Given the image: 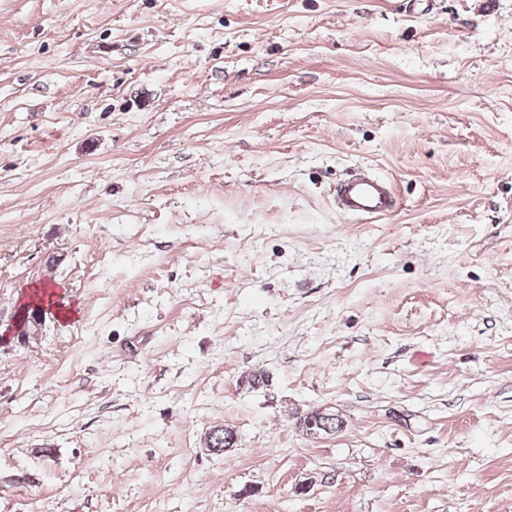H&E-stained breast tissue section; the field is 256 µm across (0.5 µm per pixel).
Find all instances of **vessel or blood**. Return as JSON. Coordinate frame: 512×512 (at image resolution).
Instances as JSON below:
<instances>
[{"mask_svg":"<svg viewBox=\"0 0 512 512\" xmlns=\"http://www.w3.org/2000/svg\"><path fill=\"white\" fill-rule=\"evenodd\" d=\"M337 210L348 217L380 218L394 211L396 202L387 181L358 171L336 185Z\"/></svg>","mask_w":512,"mask_h":512,"instance_id":"obj_1","label":"vessel or blood"}]
</instances>
